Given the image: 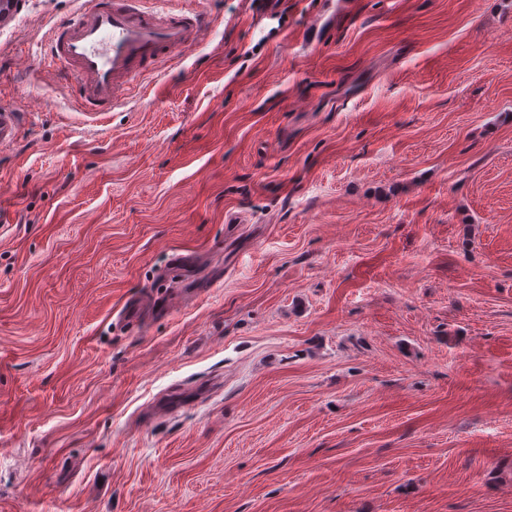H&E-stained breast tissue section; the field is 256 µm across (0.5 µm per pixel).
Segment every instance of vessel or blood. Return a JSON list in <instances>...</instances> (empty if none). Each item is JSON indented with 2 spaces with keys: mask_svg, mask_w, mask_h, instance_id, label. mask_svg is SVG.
Masks as SVG:
<instances>
[{
  "mask_svg": "<svg viewBox=\"0 0 512 512\" xmlns=\"http://www.w3.org/2000/svg\"><path fill=\"white\" fill-rule=\"evenodd\" d=\"M56 23L50 56L75 84L89 116L111 111L158 64L211 42V30L194 11H174L168 0H82ZM20 108L0 105V148L17 137Z\"/></svg>",
  "mask_w": 512,
  "mask_h": 512,
  "instance_id": "vessel-or-blood-1",
  "label": "vessel or blood"
}]
</instances>
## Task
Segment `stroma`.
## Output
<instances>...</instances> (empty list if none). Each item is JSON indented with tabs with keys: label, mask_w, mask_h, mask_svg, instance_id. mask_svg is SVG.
I'll return each instance as SVG.
<instances>
[{
	"label": "stroma",
	"mask_w": 512,
	"mask_h": 512,
	"mask_svg": "<svg viewBox=\"0 0 512 512\" xmlns=\"http://www.w3.org/2000/svg\"><path fill=\"white\" fill-rule=\"evenodd\" d=\"M199 5L94 125L0 26V512H512V0ZM22 113L20 108L0 105V148L11 144L16 139Z\"/></svg>",
	"instance_id": "35a3bbf8"
}]
</instances>
